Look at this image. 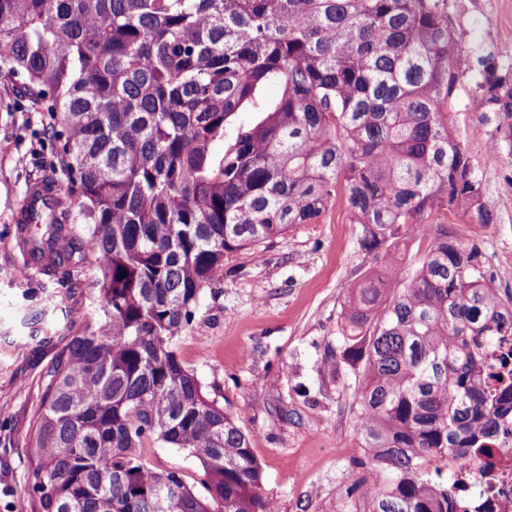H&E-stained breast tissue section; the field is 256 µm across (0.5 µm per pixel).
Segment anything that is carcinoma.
<instances>
[{
    "label": "carcinoma",
    "mask_w": 512,
    "mask_h": 512,
    "mask_svg": "<svg viewBox=\"0 0 512 512\" xmlns=\"http://www.w3.org/2000/svg\"><path fill=\"white\" fill-rule=\"evenodd\" d=\"M0 64L56 120L77 203L31 213L25 249L100 311L46 371L38 512H272L249 435L177 341L224 253L316 223L339 189L372 260L339 344L360 512H455L443 470L490 456L512 406V369L486 357L512 335V295L445 224L493 221L448 111L473 82L469 107L512 154V62L462 46L448 0H0ZM408 242L423 252L406 265ZM155 451L157 462L161 466H178L186 472H192L197 469L195 462L176 448H155Z\"/></svg>",
    "instance_id": "1"
}]
</instances>
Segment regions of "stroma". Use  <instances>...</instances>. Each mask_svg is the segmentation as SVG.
I'll return each instance as SVG.
<instances>
[{"label":"stroma","mask_w":512,"mask_h":512,"mask_svg":"<svg viewBox=\"0 0 512 512\" xmlns=\"http://www.w3.org/2000/svg\"><path fill=\"white\" fill-rule=\"evenodd\" d=\"M450 25L466 46L512 61V0H448ZM472 83L453 102V121L478 169L489 224L449 216L448 228L477 244L494 287L512 294V155L487 113L467 104ZM53 120L20 77L0 72V512H35L28 484L32 431L43 373L65 344L97 319L83 289L51 287L30 267L13 234V216L29 185L52 180L74 208L67 175L47 135ZM344 198L315 224H300L250 251L225 254L224 271L206 293L193 329L178 342L211 399L250 436L263 469V493L278 512H353L344 493L360 450L348 408L355 386L330 364L346 286L371 263L357 243Z\"/></svg>","instance_id":"1"}]
</instances>
